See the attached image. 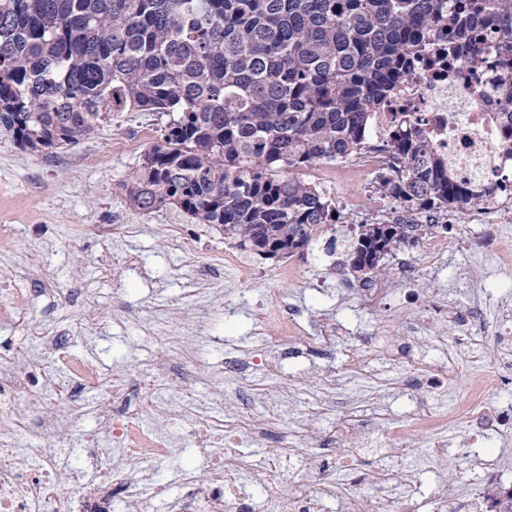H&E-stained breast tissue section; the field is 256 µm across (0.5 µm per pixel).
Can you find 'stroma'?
<instances>
[{"label":"stroma","instance_id":"stroma-1","mask_svg":"<svg viewBox=\"0 0 512 512\" xmlns=\"http://www.w3.org/2000/svg\"><path fill=\"white\" fill-rule=\"evenodd\" d=\"M164 124L151 112H122L94 137L47 154L23 150L0 129V227L15 229L0 243V305L16 290L30 297L25 310L0 321V361L6 367L25 373L15 354L44 361L50 342L61 336L104 370L130 376L162 362L189 361L196 370L191 384L172 371L152 388V395L171 400L168 416H153V423L161 426L177 416L174 400L183 395L217 418L249 410L262 419L275 412L281 429L295 432L292 453L298 456L314 448V433L338 429L346 411L365 432L403 423L421 397L406 387L404 370L393 364L410 308L475 305L512 333V269L500 264L512 257V223L498 233L494 260L452 249L435 275L408 281L398 257L390 256L379 277L386 288L371 305L365 304L359 281L317 239L279 261L242 254L254 270L246 280L225 263V254L238 251L216 228L176 208L139 211L128 205L123 185L159 141ZM116 224L129 225V233L114 236ZM176 231L194 239L195 249H173ZM287 267L292 275H284ZM273 291L303 310L308 332L338 322L354 335L371 337L370 348L340 343L324 354L313 345L294 351L279 346L255 321ZM201 315L211 324L213 339L196 332ZM497 341L491 331L478 349L453 353L455 376L429 398L436 415L447 417L462 399L474 367L495 362ZM244 353L281 359L282 370L242 384L233 362ZM75 406L77 443L59 459L67 469L58 486L64 495L100 480L96 445L86 436L100 426L101 398L81 391ZM438 437L448 441V499L456 512H468L471 484L457 476L466 465L467 441L453 426L415 433L391 451L370 447L347 469L324 456L316 465L335 482L339 497L356 493L374 501L377 488L368 475L383 460L410 472L425 495L434 480L428 451ZM184 459L195 462L198 480L209 476L207 456L183 442L152 466L151 479L166 486V496L182 490L176 472Z\"/></svg>","mask_w":512,"mask_h":512}]
</instances>
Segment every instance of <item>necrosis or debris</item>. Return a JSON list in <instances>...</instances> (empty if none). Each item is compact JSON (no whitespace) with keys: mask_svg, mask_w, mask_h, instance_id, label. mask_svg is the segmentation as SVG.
<instances>
[{"mask_svg":"<svg viewBox=\"0 0 512 512\" xmlns=\"http://www.w3.org/2000/svg\"><path fill=\"white\" fill-rule=\"evenodd\" d=\"M481 28L483 65L475 73L470 70L467 50L448 56L445 25L428 28L417 67L402 79L386 105L374 110L362 150L313 169L310 173L313 182L329 190L352 181L359 183L365 193H377L375 177L379 172L397 176L406 166L404 158L391 150L389 141L396 125L408 120L422 131L434 150L448 158L459 177L495 185L493 197L477 210L481 218L478 244L484 254H493L501 219L512 217V146L503 142L496 117L498 33L486 22ZM384 218L392 224L432 225V233L424 238L422 255L401 257L400 264L417 277L434 273L442 253L449 247L439 227L455 223V215L447 211L414 212L393 206L385 210ZM258 321L263 325L276 324L277 343L292 349L313 343L329 350L349 339L348 332L335 323L321 324L317 335L309 336L299 313L284 308L276 294L269 296ZM425 328V316L413 314L407 335L397 345L395 355L397 363L412 373L416 389L429 393L445 382L449 366L444 363L435 366L431 374H424L417 341ZM52 351L56 364L66 370L73 384L95 389L105 403L121 407L119 417L105 419L110 445L98 453L103 486L121 490L118 507L110 509L106 495L94 490L73 496L59 494V472L52 468L51 462L71 445L67 433L73 421L70 412L56 414L46 422L47 445L25 454L12 452L10 444L22 432L28 418L27 412H17L18 401H25L29 409H38L50 397L63 403L70 400L69 394L58 388L54 376L37 366L22 377L9 370L0 371V411L12 413L9 421H0V512H148V501L141 487L146 482L149 465L169 455L176 440L169 431L146 427L144 416L149 406L165 405V398H156L149 405L142 401L127 405L126 376H105L65 341H57ZM510 385L512 353L506 351L493 367L475 375L472 390L447 420L438 419L423 401L410 411L404 426L372 436L357 435L359 444L364 447L376 443L389 449L418 429L439 428L446 423L460 425L469 432L474 445L468 455L470 471L500 477L498 458L480 450L479 445L489 433L512 429V416L487 401L489 390ZM181 417L190 425L188 440L194 442L199 435L212 434L223 438L225 450L212 456L210 478L205 484H197L191 468L182 470L180 478L185 491L168 501V512H322L325 498L334 496L336 486L326 478L309 482L306 489L287 498L273 493V486L283 484L288 478L287 471L276 466L288 448L286 440L279 437L277 422L256 421L243 412L234 420L223 421L204 415L198 405L187 402L182 405ZM272 435L278 436L279 442L269 451V464L255 462L244 451V443ZM385 477L403 485V493L383 494L371 509L363 500L352 496L345 501L343 512H421L407 474L389 471ZM247 481L267 490L261 509H254L252 502L243 496V484Z\"/></svg>","mask_w":512,"mask_h":512,"instance_id":"obj_1","label":"necrosis or debris"}]
</instances>
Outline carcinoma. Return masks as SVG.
<instances>
[{"label":"carcinoma","instance_id":"1","mask_svg":"<svg viewBox=\"0 0 512 512\" xmlns=\"http://www.w3.org/2000/svg\"><path fill=\"white\" fill-rule=\"evenodd\" d=\"M0 0V128L31 153L79 144L118 112L167 117L126 186L264 259L304 250L336 202L295 171L352 154L432 24L481 67L475 19L501 34L497 117L512 144V0ZM384 192L466 214L493 189L463 180L405 124ZM428 224H360L342 267L362 282Z\"/></svg>","mask_w":512,"mask_h":512}]
</instances>
